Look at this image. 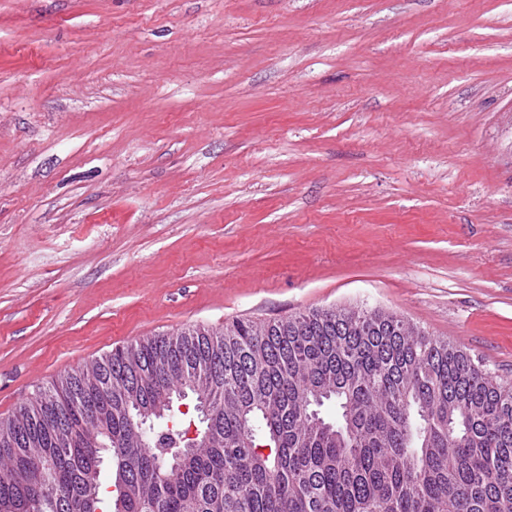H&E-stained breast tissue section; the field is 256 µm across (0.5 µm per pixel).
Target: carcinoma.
I'll use <instances>...</instances> for the list:
<instances>
[{"label": "carcinoma", "mask_w": 512, "mask_h": 512, "mask_svg": "<svg viewBox=\"0 0 512 512\" xmlns=\"http://www.w3.org/2000/svg\"><path fill=\"white\" fill-rule=\"evenodd\" d=\"M123 388L211 402L190 458L188 422L140 431ZM104 456L122 512H512V382L382 310L159 333L0 420V501L97 512L86 484Z\"/></svg>", "instance_id": "1"}]
</instances>
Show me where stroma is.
Masks as SVG:
<instances>
[{"label":"stroma","mask_w":512,"mask_h":512,"mask_svg":"<svg viewBox=\"0 0 512 512\" xmlns=\"http://www.w3.org/2000/svg\"><path fill=\"white\" fill-rule=\"evenodd\" d=\"M329 307L512 380V0H0V418Z\"/></svg>","instance_id":"stroma-1"}]
</instances>
